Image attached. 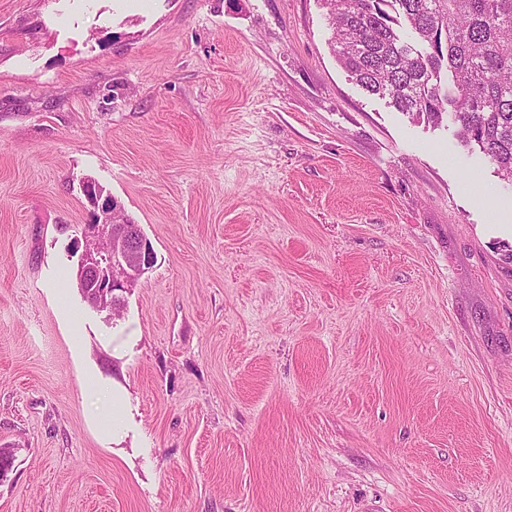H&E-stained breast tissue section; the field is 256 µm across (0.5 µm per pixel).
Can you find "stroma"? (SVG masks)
<instances>
[{"label": "stroma", "instance_id": "35a3bbf8", "mask_svg": "<svg viewBox=\"0 0 512 512\" xmlns=\"http://www.w3.org/2000/svg\"><path fill=\"white\" fill-rule=\"evenodd\" d=\"M331 36L321 0H0V512H512V187ZM88 177L156 254L111 320Z\"/></svg>", "mask_w": 512, "mask_h": 512}]
</instances>
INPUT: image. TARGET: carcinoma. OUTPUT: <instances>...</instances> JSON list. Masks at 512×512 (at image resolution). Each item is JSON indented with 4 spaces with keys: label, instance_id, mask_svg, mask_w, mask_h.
<instances>
[{
    "label": "carcinoma",
    "instance_id": "carcinoma-1",
    "mask_svg": "<svg viewBox=\"0 0 512 512\" xmlns=\"http://www.w3.org/2000/svg\"><path fill=\"white\" fill-rule=\"evenodd\" d=\"M331 51L367 94L457 127L512 185V0H323ZM407 24L413 40L396 26Z\"/></svg>",
    "mask_w": 512,
    "mask_h": 512
}]
</instances>
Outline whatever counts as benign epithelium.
<instances>
[{
	"instance_id": "1",
	"label": "benign epithelium",
	"mask_w": 512,
	"mask_h": 512,
	"mask_svg": "<svg viewBox=\"0 0 512 512\" xmlns=\"http://www.w3.org/2000/svg\"><path fill=\"white\" fill-rule=\"evenodd\" d=\"M93 220L81 225L76 247L82 248L78 265L79 288L90 304L110 319L116 312L117 293L133 287L156 262L151 243L138 225L116 224L112 214L122 206L97 189L87 199Z\"/></svg>"
}]
</instances>
